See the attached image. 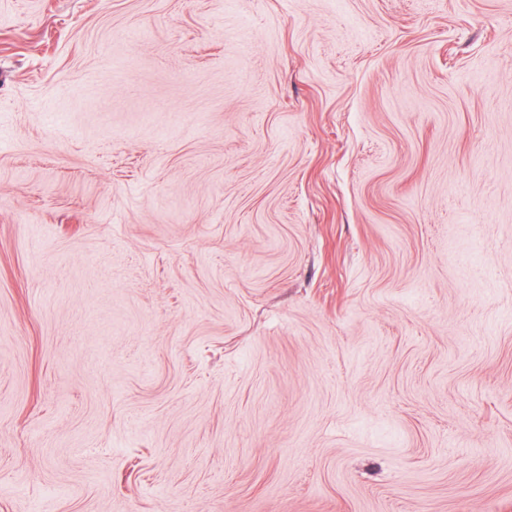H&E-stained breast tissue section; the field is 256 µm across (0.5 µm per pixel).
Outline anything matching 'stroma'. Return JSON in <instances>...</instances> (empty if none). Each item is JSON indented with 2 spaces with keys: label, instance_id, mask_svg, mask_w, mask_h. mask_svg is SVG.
<instances>
[{
  "label": "stroma",
  "instance_id": "stroma-1",
  "mask_svg": "<svg viewBox=\"0 0 512 512\" xmlns=\"http://www.w3.org/2000/svg\"><path fill=\"white\" fill-rule=\"evenodd\" d=\"M0 512H512V0H0Z\"/></svg>",
  "mask_w": 512,
  "mask_h": 512
}]
</instances>
